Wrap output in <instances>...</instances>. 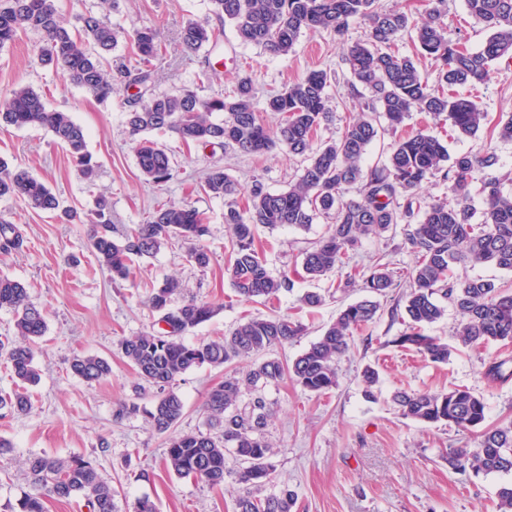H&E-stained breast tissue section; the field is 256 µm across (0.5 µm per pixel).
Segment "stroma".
Segmentation results:
<instances>
[{
    "mask_svg": "<svg viewBox=\"0 0 512 512\" xmlns=\"http://www.w3.org/2000/svg\"><path fill=\"white\" fill-rule=\"evenodd\" d=\"M209 8V0H117L112 21L124 37L112 53L113 67H120L132 53L128 33L151 26L158 30L162 44V56L155 62V91L190 89L206 98L231 93L239 77L247 76L259 111L270 95L309 70L323 69L329 75L333 114L321 125L318 138L329 141L342 134L361 104L360 98L348 93L350 74L343 45L363 39V23H352L341 37L304 31L291 53L272 57L258 46L240 44ZM443 9L448 39L479 50L487 32L469 17L465 0H445ZM190 18L220 30V53L207 56L183 49L179 32ZM40 43V35L28 31L0 48V95L19 84L30 85L43 94L49 107L71 113L86 131L99 170L94 181H86L44 128L0 126V157L29 170L80 214L79 220L68 222L23 201L0 199V217L17 225L24 238L19 251L0 254V273L29 285L30 299L46 307L48 323L35 354L40 382L31 411L0 415V438L12 445L10 453L0 455V512H18L28 489L26 458L73 454L91 461L115 488L119 512H131L141 498L153 501L159 512H234L233 480L211 487L191 477H177L164 465L163 435L153 432L144 417L116 419L119 403L133 398L135 384L133 371L118 350L119 339L152 327L157 315L146 304L148 292L174 277L182 285V298L193 297L219 309L211 321L185 332L186 343L224 336L247 314L289 315L304 320L306 330L271 355L290 361L318 339L342 308L364 299L366 292L357 286L340 287L342 274L335 271L316 281L297 280L293 292L282 294L271 306L238 297L224 274L231 248L224 224L226 201L204 194L199 184L218 162L242 186L258 179L269 191L282 192L299 178L302 158L279 149L257 156L230 148L214 152L186 145L167 131L156 139L172 155L175 176L161 186L149 183L140 173L124 123L126 101L138 92V85L120 77L112 98L98 102L40 64ZM476 96L489 125L511 118L512 64L496 65ZM423 128L446 136L453 156L492 146L498 158L493 173L503 177L505 191H512V141L486 132L476 138L463 136L450 131L444 118L416 112L405 121V131ZM101 196L111 204L112 231L117 235L143 222L158 206L191 202L207 218L209 234L203 243L211 253L209 266H196L185 249L176 247L136 263L130 280L112 281L107 271L96 269L88 246L90 213ZM326 225L320 217L306 229L260 230L257 246L270 273L300 266L302 250L321 237ZM350 257L351 265L364 270L387 264L394 285L379 296L376 320L354 332L348 353L338 362L339 384L334 390L319 395L288 379L266 388L275 411L267 433L276 450L278 483L297 492L299 512H496L495 492L505 475L476 477L448 467L449 449L477 448L479 430L402 418L390 398L399 389L438 392L464 386L483 398L486 427L512 422V380L494 384L484 375L493 359H512V345H458L459 316L450 308L425 329L426 335L454 346L448 363H432L415 350L398 346L396 340L407 325L392 310L402 303L416 262L405 225L362 239ZM308 290L324 297L312 317L299 303ZM89 354L109 361V376L87 382L71 373L72 359ZM368 365L380 374L373 400L365 398L361 381ZM225 373L222 366L204 367L178 379L176 390L185 402L179 431L204 429L205 395L223 381Z\"/></svg>",
    "mask_w": 512,
    "mask_h": 512,
    "instance_id": "stroma-1",
    "label": "stroma"
}]
</instances>
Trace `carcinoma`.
Returning a JSON list of instances; mask_svg holds the SVG:
<instances>
[{"label": "carcinoma", "mask_w": 512, "mask_h": 512, "mask_svg": "<svg viewBox=\"0 0 512 512\" xmlns=\"http://www.w3.org/2000/svg\"><path fill=\"white\" fill-rule=\"evenodd\" d=\"M211 12L233 28L243 44L263 48L272 56L292 51L306 30H329L344 35L351 23L366 25L363 40L347 46L346 63L351 79L349 91L370 98L334 141L313 146L314 135L331 112L328 75L312 69L266 103L277 118L275 128L261 122L255 112L252 85L244 77L230 95L201 98L192 90L157 93L153 89L155 64L161 48L156 31L140 28L129 37L138 57L134 82L142 87L127 101L125 125L135 143L138 168L149 181L161 185L173 178L175 168L166 150L150 139L154 133L172 131L187 144L204 148L232 147L249 155L279 148L302 156L306 165L288 190L268 191L258 179L248 189L244 207L232 197L241 193L238 182L216 163L206 174L201 190L213 197L230 199L224 223L231 229V251L225 272L235 293L246 300L272 302L293 291L294 276L283 271L271 275L255 244L260 227L282 226L306 229L320 217H333L326 233L303 252L302 270L310 280L320 279L346 264L349 249L363 238L380 236L398 224L411 230L407 240L416 253L409 272L410 291L404 314L409 332L396 339L411 346L431 362L446 364L452 354L448 343L427 336L423 329L445 315L444 299L459 315L457 338L464 346L512 343V291L493 281L474 278L460 281L454 271L460 266L490 265L512 272V195L501 180L483 182L484 208L474 222L470 207L472 173L497 164L495 152L485 147L475 153L450 157L443 138L418 130L394 141L387 162L372 169L363 166L369 145L384 121L391 130L402 126L412 112L434 117L447 115L449 127L474 137L487 120L473 97L459 89L473 90L484 84L493 65L512 58V0H466L469 16L482 24L488 35L482 47L471 51L451 43L445 35L438 5L445 0H427L421 20L397 8H384L379 0H209ZM114 0H100V9L76 16L70 29L59 19L54 0H0V47L14 42L28 30L42 37L40 64L59 70L70 83L104 102L112 97V74L105 70L107 56L118 43L120 31L112 23ZM412 35L417 53L402 55L396 42ZM184 48L192 53L215 47L219 33L208 24L189 19L180 29ZM436 64V85L420 72L421 59ZM17 128L39 126L52 133L65 148L81 175L91 180L97 163L87 148L84 129L71 114L50 109L32 87L20 85L0 97V125ZM440 173L448 180V198L424 204L419 194L423 183ZM358 186V198L347 197ZM0 198L22 199L47 212L62 211L70 221L71 209L42 181L24 169L0 159ZM209 233L206 218L189 203L163 204L141 224L112 235V220L106 205H99L89 241L99 266L112 280H126L134 259L151 258L177 243L188 245V256L197 266L210 265L211 254L201 245ZM17 228L0 221V253L22 246ZM370 294L383 295L392 287V273L385 266L368 272L352 270L343 287L357 282ZM179 281L166 279L148 293V304L158 321L171 324L125 337L119 343L122 356L140 380L137 396L151 395V409L128 400L116 410V418L145 414L150 428L166 438L165 464L179 477H193L211 487L231 477L239 485L235 512H295L298 494L286 484L275 483V451L268 440L272 417L265 388L289 378L304 390L325 394L338 384L337 363L350 348L353 331L372 323L380 305L370 299L342 309L336 322L326 327L292 362L276 358L258 360L265 352L283 347L300 335L303 324L286 315L250 317L228 336L187 344L182 334L209 321L217 309L194 298L173 304ZM14 316V336L0 339V361L10 368L15 388L0 393V410L25 413L32 407L30 388L40 381L34 346L46 334V310L29 299L19 280L0 274V310ZM254 360L234 371L224 382L211 387L203 404L206 431L177 430L185 404L175 382L204 366H222ZM508 360L486 366L485 377L501 382L512 376ZM71 372L87 382L111 373L108 360L93 355L75 357ZM364 394L376 398L378 371L368 365L362 371ZM398 413L424 424L448 423L470 430L486 420L483 399L467 387L448 391L399 390L392 396ZM448 467L476 475L512 473V423L481 433L478 447L448 450ZM30 490L20 502V512H45V500H68L81 496L90 512H117L112 486L103 481L93 464L81 455L56 458L30 456L25 461ZM496 512H512V481L496 491Z\"/></svg>", "instance_id": "1"}]
</instances>
